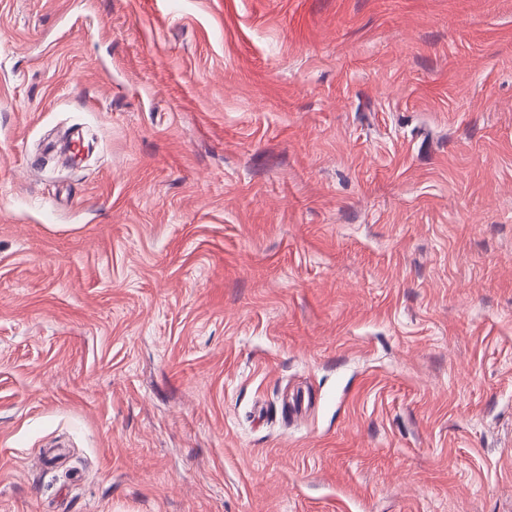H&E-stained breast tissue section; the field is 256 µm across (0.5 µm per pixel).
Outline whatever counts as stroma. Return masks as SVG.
<instances>
[{"label":"stroma","instance_id":"obj_1","mask_svg":"<svg viewBox=\"0 0 512 512\" xmlns=\"http://www.w3.org/2000/svg\"><path fill=\"white\" fill-rule=\"evenodd\" d=\"M0 512H512V0H0Z\"/></svg>","mask_w":512,"mask_h":512}]
</instances>
